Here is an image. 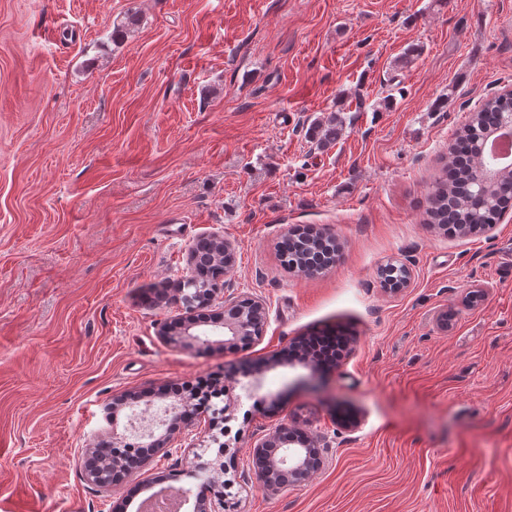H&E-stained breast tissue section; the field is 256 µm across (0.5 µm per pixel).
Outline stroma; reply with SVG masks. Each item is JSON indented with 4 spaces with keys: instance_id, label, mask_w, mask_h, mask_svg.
Returning a JSON list of instances; mask_svg holds the SVG:
<instances>
[{
    "instance_id": "35a3bbf8",
    "label": "stroma",
    "mask_w": 512,
    "mask_h": 512,
    "mask_svg": "<svg viewBox=\"0 0 512 512\" xmlns=\"http://www.w3.org/2000/svg\"><path fill=\"white\" fill-rule=\"evenodd\" d=\"M508 86L512 0H0V512H135L173 472L198 492L206 412L123 485L84 456L130 436L123 397L161 411L214 376L234 512H512V212L424 221L470 104ZM307 224L338 252L303 276L277 243ZM204 236L266 306L249 346L159 337ZM326 327L350 343L311 389L278 357ZM281 426L323 464L272 490L251 450ZM343 120L340 116L332 115L325 121L314 123L311 127L312 138L317 139L321 146L334 144L342 131ZM217 254L218 261H222V259L227 258L226 262L229 261L227 265L228 268L224 270V277H226L229 269L234 265L236 258V246L235 244L224 237H214L210 239H206L201 241L199 244L194 247L189 254V264L192 268L195 267L199 258L203 257L206 254ZM233 268V267H232ZM231 268V269H232ZM382 270L383 281L387 283L392 282V280H399L401 278L399 281L386 284V290L388 292L396 294L410 285L412 270L408 265L404 266V272L402 270L401 264L394 263L386 264ZM118 472L111 460L97 455L95 448H89L86 454V478L101 487H109L113 476Z\"/></svg>"
}]
</instances>
